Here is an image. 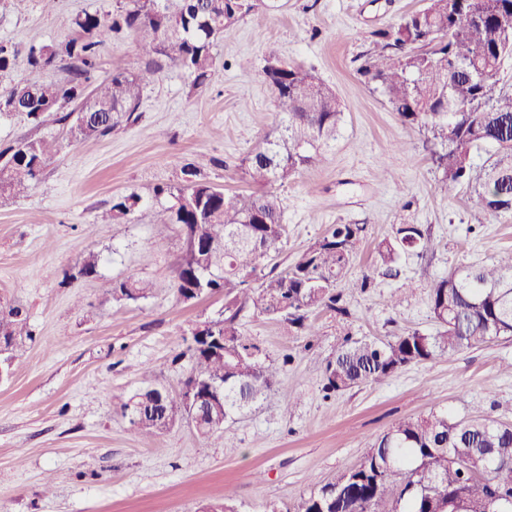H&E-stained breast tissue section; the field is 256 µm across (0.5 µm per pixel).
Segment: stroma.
I'll return each instance as SVG.
<instances>
[{"instance_id": "obj_1", "label": "stroma", "mask_w": 512, "mask_h": 512, "mask_svg": "<svg viewBox=\"0 0 512 512\" xmlns=\"http://www.w3.org/2000/svg\"><path fill=\"white\" fill-rule=\"evenodd\" d=\"M119 0H28L24 11L0 0V41L21 53L71 35V18L115 10ZM424 0H280L263 21L244 18L215 44V73L192 92L183 71L166 68L141 100L138 123L83 148L61 127H33L24 114L0 120V146L47 134L62 149L27 197L0 200V302L26 308L35 340L0 381V512H197L231 498L238 512H279L357 465L393 421L445 409L456 418L512 424V337L412 364L380 384L323 390L325 366L344 338L386 340L437 324L431 285L455 267L491 262L512 250V218L477 209L468 188L434 194L439 171L425 134L402 125L358 67L373 32L394 26ZM311 69L341 98L343 116L320 167L277 192L288 239L276 259L305 249L333 224L366 231L350 268L374 266V245L396 224L430 236L424 256L403 257L399 278L374 277L355 292L350 317L315 314L317 345L280 321L244 312L243 336L280 364L276 388L220 432L204 437L185 423L159 438L130 427L112 398L143 385L179 388L190 360L186 340L216 318L219 297L182 301L172 286L183 240L156 224L157 186L206 155V181L233 193L252 190L242 159L280 122L263 69L268 58ZM136 192L130 223H109L112 199ZM96 275L66 273L87 253ZM136 272L155 284L135 304L112 300L110 282ZM415 290L387 304L404 280ZM292 393L285 403L283 393Z\"/></svg>"}]
</instances>
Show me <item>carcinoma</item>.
<instances>
[{
    "instance_id": "cac0c4a2",
    "label": "carcinoma",
    "mask_w": 512,
    "mask_h": 512,
    "mask_svg": "<svg viewBox=\"0 0 512 512\" xmlns=\"http://www.w3.org/2000/svg\"><path fill=\"white\" fill-rule=\"evenodd\" d=\"M276 0H180L175 11L163 0H125L106 14H77V36L30 49L32 67L63 64L59 84L0 83V102L25 107L39 128L61 126L71 141L89 146L121 126L138 122L141 92L165 67H189L194 90L205 88L216 68L213 47L219 35L249 16L257 20ZM125 34L139 38L145 62L136 71L122 66L97 76L100 47ZM359 74L381 90L402 124L425 131L431 161L441 172L436 194L450 197L471 185L481 210L512 217V92L501 85L512 61V0H426L423 9L374 34ZM18 53L0 42V72L12 69ZM281 123L276 133L242 160L256 186L249 194L226 193L201 177L202 164L181 167L177 183L157 189L165 198L154 223L173 224L184 242L173 288L185 301L224 296L219 317L209 320L216 348L189 343L192 367L183 385L221 399L204 403L196 431L208 436L224 429L278 384L274 363L260 359L259 347L238 329L241 314L270 316L305 336L318 332L315 311L348 316L347 270L364 238L363 224H333L280 272L265 261L287 239L283 201L270 186L283 184L322 161V148L336 139L342 103L336 90L302 67L265 70ZM66 103H80L86 121L75 124ZM491 145L487 165L474 171L470 150ZM58 144L44 138L0 147V200L28 193ZM141 197L131 192L112 201L110 218L131 220ZM429 237L419 224H395L375 246V270L398 275L403 255L422 254ZM99 256L89 253L66 277L97 273ZM152 284L137 273L112 282V300L148 297ZM434 334L412 330L388 340L345 339L325 368L326 393L364 383L379 384L410 364L434 361L466 348L512 336V253L490 264L456 267L429 293ZM0 339L11 354L34 340L26 311L0 312ZM131 427L160 437L178 420L182 390L148 384L116 396ZM512 512V425L487 419H455L446 410L401 418L378 437L362 461L333 482L301 498L294 512Z\"/></svg>"
}]
</instances>
